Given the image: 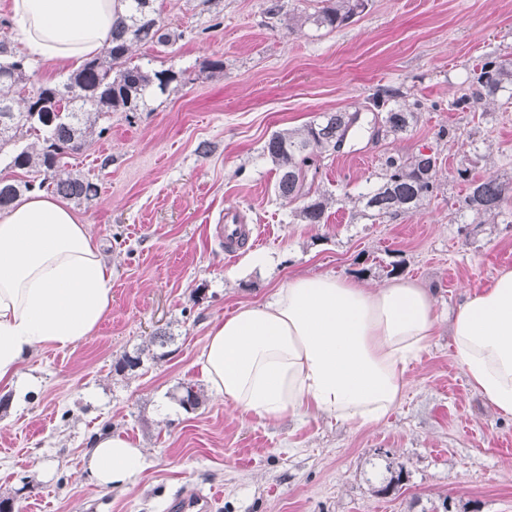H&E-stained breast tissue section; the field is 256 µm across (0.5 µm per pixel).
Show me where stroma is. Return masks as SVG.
<instances>
[{
  "label": "stroma",
  "mask_w": 512,
  "mask_h": 512,
  "mask_svg": "<svg viewBox=\"0 0 512 512\" xmlns=\"http://www.w3.org/2000/svg\"><path fill=\"white\" fill-rule=\"evenodd\" d=\"M281 2L270 15L264 0L208 10L156 0L183 37L135 47L134 60L185 71L186 84L145 111L100 119L102 134L70 158L99 186L77 211L112 265V305L91 336L22 365L24 397L0 387V501L13 512H165L174 494L197 489L216 492L214 512H512V417L471 388L446 323L512 269V196L475 221L458 175L465 166L512 178V105L458 104L476 67L512 59V0H367L333 31L294 22L321 0ZM370 97L423 108L405 133L378 136L363 109ZM355 110L356 133L315 179L333 196L328 220L302 223L276 196L263 146L320 113ZM420 151L439 156L437 191L387 223L362 218L359 197L380 185L387 157ZM228 210L265 236L231 259L216 232ZM258 253L266 264H254ZM324 273L433 292L441 323L400 404L361 427L322 417L268 426L233 411L198 364L210 327L291 277ZM135 353L142 364L118 370ZM186 385L200 398L192 410L178 402ZM105 432L145 451L130 488L89 477L86 452ZM401 466L405 480L382 492L380 473Z\"/></svg>",
  "instance_id": "obj_1"
}]
</instances>
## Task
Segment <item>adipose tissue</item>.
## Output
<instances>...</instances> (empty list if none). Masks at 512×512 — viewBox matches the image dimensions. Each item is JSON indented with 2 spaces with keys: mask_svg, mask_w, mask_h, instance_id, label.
I'll return each instance as SVG.
<instances>
[{
  "mask_svg": "<svg viewBox=\"0 0 512 512\" xmlns=\"http://www.w3.org/2000/svg\"><path fill=\"white\" fill-rule=\"evenodd\" d=\"M124 9V0H10L27 52L63 64L100 53ZM111 304L112 267L71 205L35 192L0 212V385L19 386L36 349L91 335ZM437 325L431 294L411 281L372 288L299 276L215 323L199 359L210 390L259 421L322 416L365 426L399 405ZM450 335L472 388L512 417V270L467 296ZM144 467L143 449L119 435H98L87 453L93 482L106 490L134 485Z\"/></svg>",
  "mask_w": 512,
  "mask_h": 512,
  "instance_id": "1",
  "label": "adipose tissue"
}]
</instances>
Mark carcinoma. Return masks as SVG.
I'll list each match as a JSON object with an SVG mask.
<instances>
[{"label": "carcinoma", "instance_id": "obj_1", "mask_svg": "<svg viewBox=\"0 0 512 512\" xmlns=\"http://www.w3.org/2000/svg\"><path fill=\"white\" fill-rule=\"evenodd\" d=\"M124 14L115 17L112 37L100 55L86 61L58 83L31 86L16 107L12 92L25 88L26 58L13 51L7 37L0 38V156L6 155V168L28 175L25 180L0 178V209L8 207L23 191L46 189L65 199L87 202L98 194V185L79 172L67 168L64 158L82 151L97 121L112 112H139L153 94H164L173 83L185 81L184 72L170 68L155 70L133 62L137 45L167 46L181 34L168 28L154 6L155 0H125ZM365 9V0H328L318 11L304 16L303 22L318 29L345 26ZM512 88V62H485L458 100L460 105L488 104L501 92ZM421 103L400 104L381 117L380 131L398 135L418 120ZM356 112H323L298 131L271 135L263 147L275 164L277 196L298 203L295 216L305 224H323L332 195L307 186L309 173L319 168L323 155L341 148ZM42 139L39 147L21 145L31 133ZM437 154L389 157L382 184L362 196V216L372 223L415 211L437 189ZM467 182L463 207L476 216L497 211L512 182L497 177L474 178L469 169H458Z\"/></svg>", "mask_w": 512, "mask_h": 512}]
</instances>
